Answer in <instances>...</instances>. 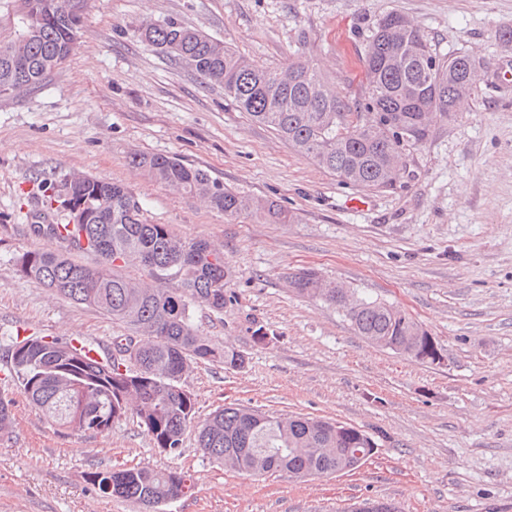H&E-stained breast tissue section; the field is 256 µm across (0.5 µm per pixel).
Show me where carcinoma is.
<instances>
[{
  "mask_svg": "<svg viewBox=\"0 0 512 512\" xmlns=\"http://www.w3.org/2000/svg\"><path fill=\"white\" fill-rule=\"evenodd\" d=\"M89 0H18L22 26L0 39V86L12 83L19 95L39 87L79 45L73 28L82 26ZM141 42L170 47L168 55L190 58L195 72L224 89L252 120L274 130L299 154L361 189L392 186L401 175L404 152L421 147L433 126L465 108L492 62L472 50L440 55L421 28L391 11L378 19L360 53L365 72L364 103L352 108L336 97L327 80L305 61L269 69L224 41L174 21H142ZM130 164L172 190L195 195L231 219L255 217L293 224L295 216L270 199L229 189L208 172L176 158L135 154ZM47 209L70 189L98 213L90 224H31L35 238L61 242L57 250L17 255L20 275L52 293L94 306L136 338L135 359L119 372L107 353L97 361L87 345L28 336L15 342L10 363L26 397L56 426L77 434L108 432L124 418L164 452L179 456L184 435L195 427L197 448L225 467L264 475H334L361 467L373 454L371 435L341 422L263 412L230 405L195 422V400L181 384L189 363L216 362L230 370L248 363L232 345L216 346L195 323L193 304L222 312L231 301L230 271L224 255L203 240L177 237L167 224H149L139 199L123 184L68 176L41 185ZM78 253L95 262L81 263ZM138 266L142 279L126 276ZM183 272L181 287L163 277ZM291 290L320 298L347 312L355 331L371 344L414 361L439 364L429 336L406 312L376 300L348 302V290L313 268L288 275ZM105 496L156 509L192 489L191 477L173 469L133 467L87 474Z\"/></svg>",
  "mask_w": 512,
  "mask_h": 512,
  "instance_id": "1",
  "label": "carcinoma"
}]
</instances>
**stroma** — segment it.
<instances>
[{
  "label": "stroma",
  "mask_w": 512,
  "mask_h": 512,
  "mask_svg": "<svg viewBox=\"0 0 512 512\" xmlns=\"http://www.w3.org/2000/svg\"><path fill=\"white\" fill-rule=\"evenodd\" d=\"M390 11L440 53L465 47L497 62L505 51L495 34L512 27V0H90L71 59L41 87L0 98V396L14 415L0 436V512H147L86 478L138 466L191 475V494L162 512H351L366 498L401 512H512V82L487 76L468 111L405 156L394 187L363 190L133 32L143 18L173 20L263 66L306 60L355 104L365 86L359 51ZM134 152L203 168L297 221L227 219L132 167ZM72 172L126 184L148 223L205 240L229 262L233 302L195 316L248 364L192 366L182 384L197 420L230 403L331 418L369 432L374 456L344 475L255 477L212 462L191 431L174 457L130 418L98 436L48 422L10 371L13 337L108 346L125 332L14 270L18 254L54 245L27 231L46 208L40 183ZM301 267L406 311L438 343L442 364L372 345L344 309L296 296L287 276ZM259 327L268 344L254 342Z\"/></svg>",
  "instance_id": "35a3bbf8"
}]
</instances>
